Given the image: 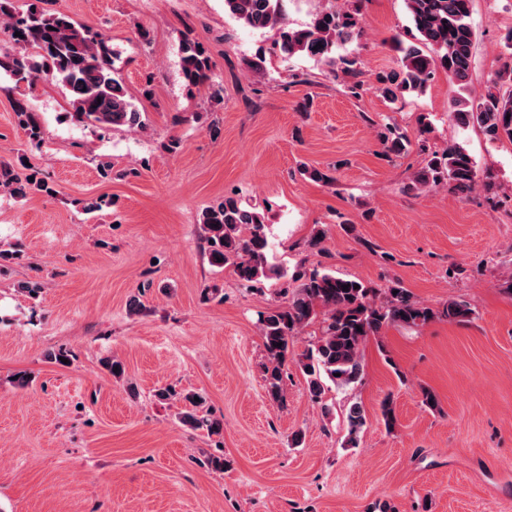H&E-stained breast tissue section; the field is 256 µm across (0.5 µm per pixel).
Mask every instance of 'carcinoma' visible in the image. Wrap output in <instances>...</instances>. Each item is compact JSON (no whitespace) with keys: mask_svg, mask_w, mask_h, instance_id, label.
<instances>
[{"mask_svg":"<svg viewBox=\"0 0 512 512\" xmlns=\"http://www.w3.org/2000/svg\"><path fill=\"white\" fill-rule=\"evenodd\" d=\"M341 9H324L313 14L306 26L288 24L285 0H224V9L252 29H277V45L286 58L307 57L335 65L343 75V85L352 96L363 90L362 71L355 57L336 54L339 45L360 35L362 31L360 0H346ZM412 23V41L395 40L400 57L397 67L376 75L374 89L386 101L396 103L404 94H421L437 72H442L453 89L451 105L456 121L477 124L492 137L512 143V63L504 65L486 92L473 97L468 92V78L473 63L474 30L470 23L472 0H404ZM0 32L9 37L11 47L0 49V72L15 83L31 85L41 79L60 84L70 99L73 116L100 128H134L141 125V113L130 102L125 87L115 76L112 51L98 34L77 25L61 11H46L35 4L17 15L11 0H0ZM21 36H15V33ZM180 67L188 88L211 81L214 64L203 44L192 34L180 42ZM17 125L28 143L37 148L42 141L38 114L28 101L13 102ZM386 154L401 155L411 141L392 127L380 133ZM0 161V188L16 197L51 193L40 173L24 176L17 167ZM449 187L469 194L478 186L477 172L470 154L459 144L428 154L425 166L410 179L408 189L421 190ZM200 223L206 233L210 263L231 267L245 284L268 276L266 254L269 243L264 215L247 207L233 196L202 211ZM296 286L281 289L288 299L261 314L260 325L268 355L265 382L268 394L278 399L282 393L283 368L292 338L303 327L321 319L322 332L317 342L302 353L298 367L306 379L310 394L318 399L325 381L339 386L358 382L363 374L361 346L371 336H378L390 326L420 327L435 317V312L415 300L400 285L372 288L330 272L296 271L291 276ZM348 290H343V286ZM450 321L468 322L472 309L450 300L442 310ZM184 400L192 409L182 413L181 421L193 429L211 434L222 430L216 418L200 416L194 400ZM366 420L363 407L352 404L347 411L348 443Z\"/></svg>","mask_w":512,"mask_h":512,"instance_id":"obj_1","label":"carcinoma"}]
</instances>
